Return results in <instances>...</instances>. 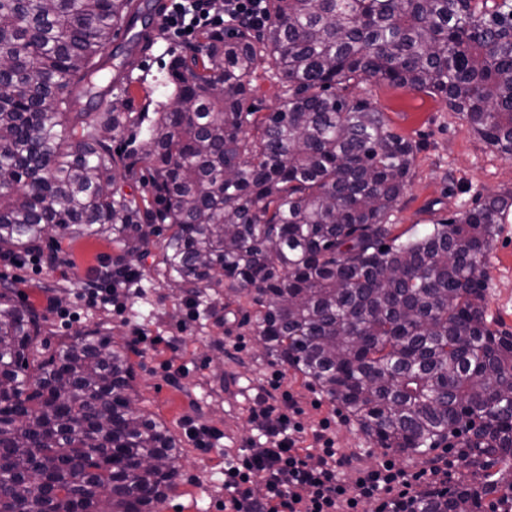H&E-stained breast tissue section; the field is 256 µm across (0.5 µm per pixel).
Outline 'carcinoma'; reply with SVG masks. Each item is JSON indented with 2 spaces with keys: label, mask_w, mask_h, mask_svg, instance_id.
<instances>
[{
  "label": "carcinoma",
  "mask_w": 512,
  "mask_h": 512,
  "mask_svg": "<svg viewBox=\"0 0 512 512\" xmlns=\"http://www.w3.org/2000/svg\"><path fill=\"white\" fill-rule=\"evenodd\" d=\"M134 0H0V252L112 243V275L159 246L189 296L247 299L270 356L380 448L449 436L473 474L417 512H512V334L487 319L486 259L512 194L404 239L390 217L418 146L349 89L438 96L512 156V0H267L261 27L171 57L168 102L100 109ZM280 106L250 109L259 72ZM146 126L140 149L100 135ZM146 173L145 194L122 179ZM0 289V512H160L183 441L137 406L127 349Z\"/></svg>",
  "instance_id": "1"
}]
</instances>
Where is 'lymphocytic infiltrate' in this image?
<instances>
[{
	"label": "lymphocytic infiltrate",
	"instance_id": "lymphocytic-infiltrate-1",
	"mask_svg": "<svg viewBox=\"0 0 512 512\" xmlns=\"http://www.w3.org/2000/svg\"><path fill=\"white\" fill-rule=\"evenodd\" d=\"M266 20V0H169L163 29L187 40L227 21L261 26ZM284 380V372L274 370L248 407L257 440L224 454V512H362L372 501L378 512H411L425 491V471L387 459L346 481L352 458L337 448L330 419L306 430L300 403Z\"/></svg>",
	"mask_w": 512,
	"mask_h": 512
}]
</instances>
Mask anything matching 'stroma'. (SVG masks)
Masks as SVG:
<instances>
[{
    "label": "stroma",
    "mask_w": 512,
    "mask_h": 512,
    "mask_svg": "<svg viewBox=\"0 0 512 512\" xmlns=\"http://www.w3.org/2000/svg\"><path fill=\"white\" fill-rule=\"evenodd\" d=\"M183 47V41L157 34L132 75L130 93L136 104L149 96L166 100L169 54ZM355 93L369 99L398 132L419 144L409 186L390 218L397 231L462 213L489 194H512V158L476 136L462 115L440 97L376 82L360 85ZM63 253L82 273L111 262L112 245L82 239L65 244ZM157 256L153 250L139 262L136 292L119 296L115 305L106 308L76 299L78 284L63 275L62 262L40 269L0 264V282L13 288L24 304L45 313L49 343L98 326L114 342L128 347L139 407L175 433L184 434L186 419L193 418L223 431L226 445L246 447L256 435L247 407L256 387L274 369L245 320L248 305L206 297L197 311H190L185 293L155 273ZM488 275V315L497 329L512 332V218L500 227L489 254ZM51 300L57 306L53 312L46 308ZM136 326L143 330L145 341L135 342ZM232 337L240 338L242 351L228 348ZM285 383L300 401L306 427H317L321 418L335 415L331 429L336 445L355 453L360 466L376 465L388 456L400 467L426 468L428 461L422 457L389 454L372 445L318 386L308 384L294 370H287ZM316 399L321 400V408L313 407ZM180 464L177 487L163 512H224L223 453L196 447L189 440Z\"/></svg>",
    "instance_id": "stroma-1"
}]
</instances>
